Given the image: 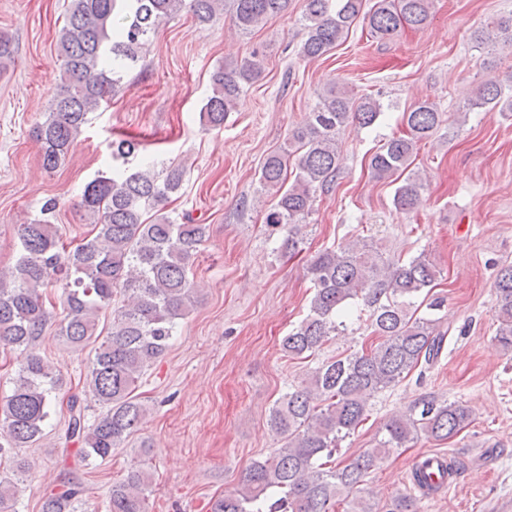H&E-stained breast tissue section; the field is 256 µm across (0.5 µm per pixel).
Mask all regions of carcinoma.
<instances>
[{
	"label": "carcinoma",
	"instance_id": "cac0c4a2",
	"mask_svg": "<svg viewBox=\"0 0 512 512\" xmlns=\"http://www.w3.org/2000/svg\"><path fill=\"white\" fill-rule=\"evenodd\" d=\"M293 0H70L56 47L62 62L58 92L35 135L42 164L53 171L74 147L90 113L108 104L124 77L141 59L159 26L180 12H191L201 26L229 9L231 24L243 33L269 18L288 13ZM362 0H303L299 21L306 31L298 55L315 60L334 49L360 18ZM432 0H377L363 20L375 38L408 25L424 27ZM479 45L512 49V15L473 32ZM258 51L226 62L211 73V95L200 110L210 130L224 127L245 86L261 79ZM472 109L512 113V85L496 78L483 81L469 103ZM382 114L379 99L333 84L318 94L305 123L294 129L290 149L269 154L260 169L261 188L271 194L263 206L264 226L281 234L283 256L300 252L301 224L317 195L329 191L342 167L338 136L355 122L372 126ZM443 123L429 98L404 113L405 131L386 141L369 159L377 181L398 183L396 209L411 212L421 203L422 177L409 170L419 142ZM112 174H101L83 190L80 208L93 224L92 236L72 248L59 237L50 218L55 198L41 207V217L22 225L19 256L0 270V351L22 350L11 394L0 405V460L15 448L30 447L50 418L60 374L35 351V343L53 318L48 289L64 281V300L56 334L76 349L95 344L88 391L106 407L93 424L85 408L70 397L69 437L81 443L80 462L91 464L112 455L143 424L146 408L134 392L145 368L169 346L178 320L194 307L189 261L206 237V225L177 223L165 208L181 188L179 165L130 171L126 164L140 151L136 138L112 141ZM155 211V218L145 215ZM313 285L307 315L282 340L292 358L314 357L322 346L347 330L346 306L359 300L368 312L375 345L349 349L319 363L288 389L271 409L270 426L281 447L246 468L241 483L211 502V512H377L362 496L363 482L376 463L421 438L446 440L470 424L468 411L454 403L421 399L409 413L389 418L374 447L347 464L333 463V450L367 419L372 400L405 379L414 369L434 363L446 333L435 311L444 299L430 297L440 271L425 255L386 263L367 243L327 248L308 265ZM498 328L495 339L512 352V264L496 277ZM112 309V321L100 315ZM150 475L128 470L112 484L107 512H147L145 490ZM18 483L0 477V512H16ZM83 489L69 477L45 494L41 512H78Z\"/></svg>",
	"mask_w": 512,
	"mask_h": 512
}]
</instances>
